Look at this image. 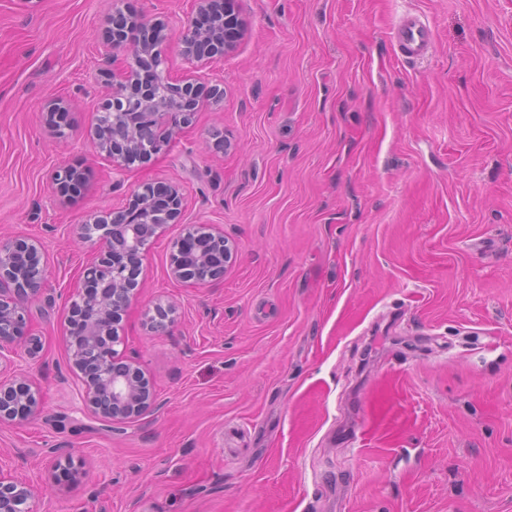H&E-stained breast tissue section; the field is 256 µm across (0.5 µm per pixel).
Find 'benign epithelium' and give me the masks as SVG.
Masks as SVG:
<instances>
[{"label": "benign epithelium", "mask_w": 512, "mask_h": 512, "mask_svg": "<svg viewBox=\"0 0 512 512\" xmlns=\"http://www.w3.org/2000/svg\"><path fill=\"white\" fill-rule=\"evenodd\" d=\"M245 0H199L194 16L175 32L159 19L142 14H112L105 31L106 46L128 51L133 63L110 74L108 93L98 112L105 123H94L90 136L95 147L117 167L146 161L159 153L192 121L201 95L219 100L218 85L205 89L190 79L180 83L158 80L165 64L163 51L177 39L184 61L193 68L209 67L224 59L245 35ZM83 180L75 168L61 167L52 189L63 199ZM184 197L175 184H146L121 211L93 216L80 227V236L95 240L97 253L82 269L85 285L70 296L67 334L69 367L83 386L87 411L114 425H124L157 407L156 397L135 358L115 350L116 325L135 299L142 260L153 238L180 221ZM197 233L193 225L174 241L170 274L180 282L205 285L224 278L233 248L224 231L210 224ZM41 242L16 237L0 242V364L10 361L8 346L21 341L34 358L39 342L28 329V302L44 285L40 266ZM38 389L27 379L0 380V424L26 421L40 413ZM64 470L78 483L85 472L74 466L71 449L53 450L50 477ZM33 486L0 477V512H38Z\"/></svg>", "instance_id": "7a95c632"}]
</instances>
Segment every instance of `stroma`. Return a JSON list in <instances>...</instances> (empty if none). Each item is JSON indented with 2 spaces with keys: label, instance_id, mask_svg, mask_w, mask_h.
<instances>
[{
  "label": "stroma",
  "instance_id": "obj_1",
  "mask_svg": "<svg viewBox=\"0 0 512 512\" xmlns=\"http://www.w3.org/2000/svg\"><path fill=\"white\" fill-rule=\"evenodd\" d=\"M197 7L0 0V240L41 241L47 269L41 351L14 357L42 409L0 425V475L39 512H512V0H247L244 39L196 75L223 98L113 170L88 138L103 28L120 8L178 30ZM408 8L435 33L420 62L391 43ZM63 166L85 176L64 203ZM148 183L178 185L183 217L145 253L117 350L159 406L114 425L66 368V301L95 251L79 226ZM190 224L234 244L222 281L170 277ZM54 448L78 486L48 482ZM53 455L51 467H50V480L51 478L56 479V471L63 469L68 475L69 481L72 484L79 483L84 477L85 472L81 468L74 467L73 457L71 449L69 448H55L51 451ZM62 460L65 461V465H62ZM63 466V467H62Z\"/></svg>",
  "mask_w": 512,
  "mask_h": 512
}]
</instances>
